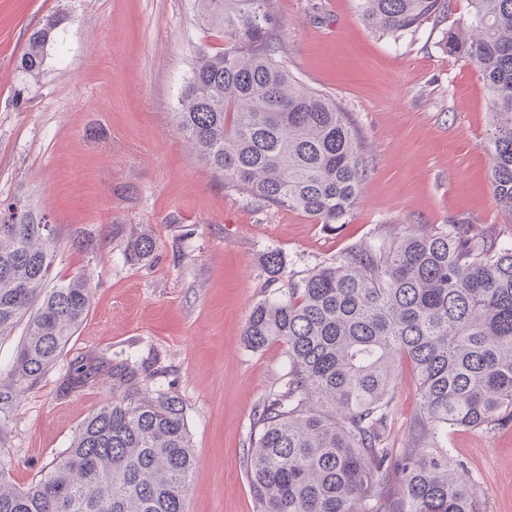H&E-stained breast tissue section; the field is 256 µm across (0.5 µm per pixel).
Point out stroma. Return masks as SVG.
Masks as SVG:
<instances>
[{
    "instance_id": "35a3bbf8",
    "label": "stroma",
    "mask_w": 512,
    "mask_h": 512,
    "mask_svg": "<svg viewBox=\"0 0 512 512\" xmlns=\"http://www.w3.org/2000/svg\"><path fill=\"white\" fill-rule=\"evenodd\" d=\"M289 73L349 113L368 176L346 224L260 205L193 158L174 126L194 51L223 44L197 0H0V203L46 214L58 239L52 278L89 281L88 314L56 364L19 402L0 403V449L26 487L69 448L108 397L104 382L63 393L72 363L131 355L150 388L178 394L198 466L187 512H257L242 464L256 409L286 380L282 344L254 350L252 307L368 242L415 229L483 233L512 247V213L492 190L483 149L490 105L476 67L448 53L470 0L393 40L359 19L356 0H275ZM64 16L38 80L18 63L30 34ZM150 234L146 263L112 227ZM89 247L74 246L77 238ZM279 251L270 280L262 259ZM388 427L403 447L420 411L400 362ZM438 443L461 464L484 512H512V422L452 428Z\"/></svg>"
}]
</instances>
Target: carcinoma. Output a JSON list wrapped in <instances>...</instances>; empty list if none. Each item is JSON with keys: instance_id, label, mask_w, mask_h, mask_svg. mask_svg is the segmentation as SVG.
<instances>
[{"instance_id": "obj_1", "label": "carcinoma", "mask_w": 512, "mask_h": 512, "mask_svg": "<svg viewBox=\"0 0 512 512\" xmlns=\"http://www.w3.org/2000/svg\"><path fill=\"white\" fill-rule=\"evenodd\" d=\"M471 3L469 34L447 47L487 87L483 149L494 195L512 213V0ZM448 7L358 0L363 22L394 39ZM201 18L224 47H199L174 114L191 153L257 202L299 209L327 228L346 223L366 177L361 146L348 113L278 59L273 0H203ZM63 21L50 17L30 35L25 74L40 73ZM112 234L127 236L132 261L155 251L147 234L121 224ZM55 256L46 215L0 204V337L25 323L4 403L40 382L89 310L85 278L44 287ZM264 269L279 277L278 252L265 254ZM243 335L254 350L282 343L290 365L283 388L258 405L243 452L259 512H482L434 437L512 417V248L453 230L365 244L257 303ZM401 359L417 374L421 410L408 443L391 448ZM101 376L109 397L50 471L17 489L0 470V512H185L196 458L180 396L148 389L145 368L128 357L74 362L64 392Z\"/></svg>"}]
</instances>
